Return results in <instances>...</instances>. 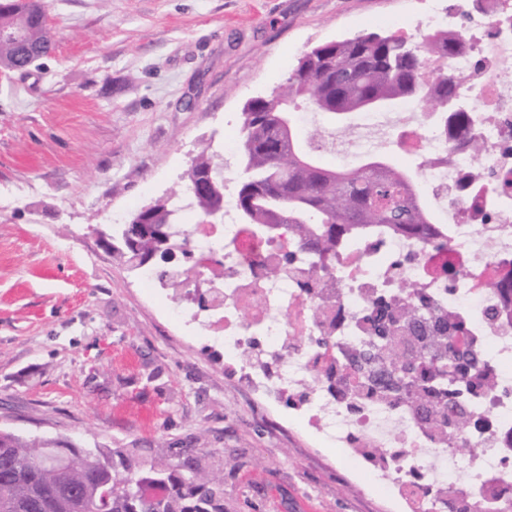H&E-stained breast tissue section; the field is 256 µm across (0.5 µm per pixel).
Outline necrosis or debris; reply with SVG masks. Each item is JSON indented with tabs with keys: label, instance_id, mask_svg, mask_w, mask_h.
<instances>
[{
	"label": "necrosis or debris",
	"instance_id": "necrosis-or-debris-1",
	"mask_svg": "<svg viewBox=\"0 0 512 512\" xmlns=\"http://www.w3.org/2000/svg\"><path fill=\"white\" fill-rule=\"evenodd\" d=\"M421 27L462 38L452 56H428L423 80L454 75L452 100L470 109L469 122L409 103L394 121L362 112L366 134L347 152L363 161L386 147L407 161L413 190L429 206V239L397 228L356 233L341 238L334 255L294 265L288 226L268 233L240 223L228 201L223 223L195 225L196 268L183 271L170 313L192 316L195 296L211 286L196 270L222 262L219 317L199 328L222 342L224 367L244 392L291 404L307 430L370 469L403 512H449V498L462 495L512 512V373L504 369L512 363V192L494 190L496 179H512V0H482L477 10L448 0L445 10L426 8ZM421 296L462 323L496 377L494 390L472 396L467 423L447 443L411 403L345 396L331 382L364 340L376 303ZM327 329L335 339L325 346L317 338ZM254 343L260 356L246 358Z\"/></svg>",
	"mask_w": 512,
	"mask_h": 512
}]
</instances>
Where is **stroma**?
<instances>
[{"label": "stroma", "instance_id": "obj_1", "mask_svg": "<svg viewBox=\"0 0 512 512\" xmlns=\"http://www.w3.org/2000/svg\"><path fill=\"white\" fill-rule=\"evenodd\" d=\"M54 54L0 76V429L83 448H200L228 512H389L363 468L242 395L224 350L100 248L171 193L226 119L315 46L416 0H45ZM239 459L236 470L226 461Z\"/></svg>", "mask_w": 512, "mask_h": 512}]
</instances>
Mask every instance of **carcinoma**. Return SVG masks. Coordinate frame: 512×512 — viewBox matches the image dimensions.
<instances>
[{
    "label": "carcinoma",
    "instance_id": "obj_1",
    "mask_svg": "<svg viewBox=\"0 0 512 512\" xmlns=\"http://www.w3.org/2000/svg\"><path fill=\"white\" fill-rule=\"evenodd\" d=\"M0 26L30 35L38 45L26 55L0 40V69L27 68L43 57L51 42L41 0L0 4ZM460 48L456 37L434 34L416 43L370 32L323 43L307 53L275 90L252 99L242 112L239 163L244 177L236 190L239 219L245 224H296L301 245L314 257L336 251L351 227L398 224L424 233L430 223L425 208L413 202L400 169L363 164L336 171L320 162L312 144L326 140L327 128L311 127L304 137L281 133V104L303 102L333 120L377 100L388 108L408 100L421 112H446L454 77L445 75L428 92L420 64L428 53L448 56ZM175 190L140 224L139 212L112 231V253L122 261L162 258L169 252L156 224H177L182 207L174 199H192L204 220L224 216L223 166L203 148ZM425 302L403 305L398 321L416 331ZM391 314L378 308L379 335L347 355L352 391L389 402L407 401L427 428L451 439L466 421L467 400L457 386L492 381L480 350L458 336H419L417 349H406L408 336H384ZM160 457L147 460L136 448H80L70 441L28 439L0 430V512H226L224 475L202 466L194 448L160 445Z\"/></svg>",
    "mask_w": 512,
    "mask_h": 512
}]
</instances>
